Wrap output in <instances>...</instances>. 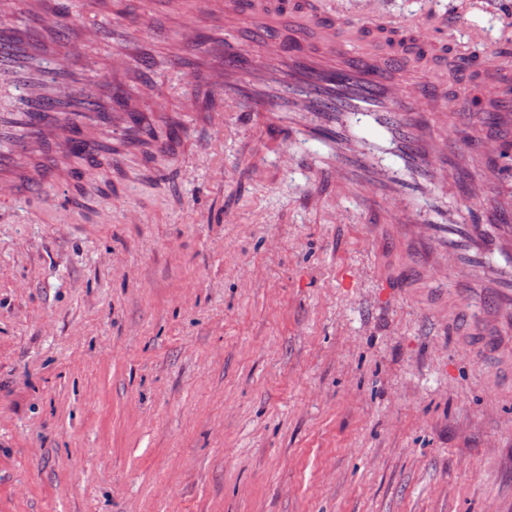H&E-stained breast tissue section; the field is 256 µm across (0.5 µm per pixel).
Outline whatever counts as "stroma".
<instances>
[{"label":"stroma","instance_id":"35a3bbf8","mask_svg":"<svg viewBox=\"0 0 512 512\" xmlns=\"http://www.w3.org/2000/svg\"><path fill=\"white\" fill-rule=\"evenodd\" d=\"M446 2L489 64L512 0ZM70 10L73 69L157 136L0 205V512H512V309L447 271L380 284L319 146L211 84L245 18L200 14L189 46L175 0Z\"/></svg>","mask_w":512,"mask_h":512}]
</instances>
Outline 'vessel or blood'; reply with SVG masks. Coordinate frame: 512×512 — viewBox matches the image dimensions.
<instances>
[{
	"instance_id": "obj_1",
	"label": "vessel or blood",
	"mask_w": 512,
	"mask_h": 512,
	"mask_svg": "<svg viewBox=\"0 0 512 512\" xmlns=\"http://www.w3.org/2000/svg\"><path fill=\"white\" fill-rule=\"evenodd\" d=\"M187 19L204 10H244L256 31L255 49L224 43V65L211 82L225 100L243 103L248 120L287 130L289 140L328 132L332 158L328 172L337 197L354 193L360 207L375 216L374 238L383 257V285L401 282L406 265L434 273L452 262L458 275L483 269L492 287L512 293V206L494 209V225L460 223L439 205L438 183L448 176V146L429 138L428 127L447 118L457 101L447 96L448 69L430 67L425 82L410 81L421 66L363 42L366 19L326 8L300 10L289 33L316 32V50H288L275 37L281 17L275 0H179ZM36 25L0 28V201L9 203L53 181L52 157L79 145L98 154L101 131L113 115L97 109L103 86H76L62 46L43 40L54 31V11L37 12ZM417 37L432 40L446 31L443 14H417L410 20ZM492 119L512 133V95L496 97ZM504 137L475 142L488 172L464 184L465 197L484 199L493 184L512 177L498 164Z\"/></svg>"
}]
</instances>
